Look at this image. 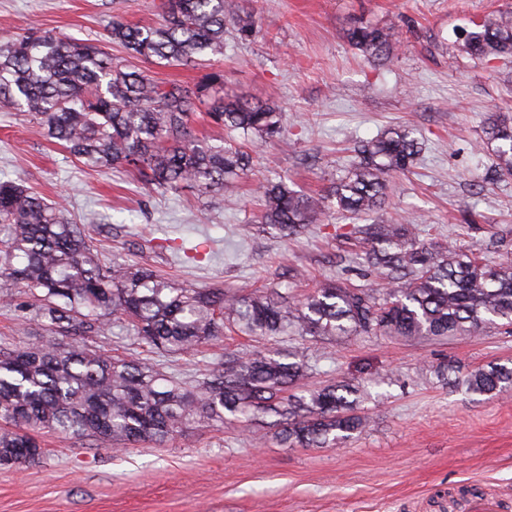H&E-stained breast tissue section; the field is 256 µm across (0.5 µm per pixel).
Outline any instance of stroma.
<instances>
[{"label":"stroma","instance_id":"1","mask_svg":"<svg viewBox=\"0 0 512 512\" xmlns=\"http://www.w3.org/2000/svg\"><path fill=\"white\" fill-rule=\"evenodd\" d=\"M252 13L249 40L224 35V55L201 66L143 65L109 42L119 20L151 26L161 0H0V36L31 30L99 44L161 83L193 85L224 73V91L272 99L291 147L252 141L253 163L222 194L186 186L159 193L123 170L84 166L37 131L31 114L0 104V179L23 183L67 218L90 212L88 232L100 263L146 265L184 287L252 288L303 299L324 280L377 288L357 261L364 243L353 223L414 225L426 241L455 240L491 263L512 261V176L486 183L495 166L482 147L491 114H512V54L488 62L467 54L459 33L472 21L512 12V0H238ZM394 25L388 57L367 60L346 38L355 25ZM412 125L425 140L412 173L394 176L382 212L338 213L283 237L259 221L256 186L287 178L324 194L345 175L356 142ZM198 248L177 259L172 246ZM16 306L0 304V348H15L45 328ZM88 345L135 356L181 382L221 365L225 354L302 347L313 390L343 380L366 384L355 410L369 428L324 448L277 443L276 426L231 421L195 425L166 445L115 452L89 438L47 433L43 457L0 466V512H468L478 489L497 490L512 512V392L478 396L436 375L512 360V328L430 336L288 335L271 341L227 326L223 336L175 358L138 345L125 326ZM383 376L371 385L373 376Z\"/></svg>","mask_w":512,"mask_h":512}]
</instances>
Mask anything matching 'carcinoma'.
I'll list each match as a JSON object with an SVG mask.
<instances>
[{"label":"carcinoma","instance_id":"1","mask_svg":"<svg viewBox=\"0 0 512 512\" xmlns=\"http://www.w3.org/2000/svg\"><path fill=\"white\" fill-rule=\"evenodd\" d=\"M241 39L252 15L235 0H163L162 22H112L109 37L133 56L158 64L193 62L224 54V29ZM349 42L369 59L396 43L393 26H357ZM463 48L492 61L512 54V13L473 23ZM224 73L200 84L166 86L145 71L128 69L95 43L31 32L0 38V102L39 120L43 134L82 164L137 173L148 188L176 192L190 184L222 192L249 166L235 147L198 139L192 113L206 107L209 122L239 130L246 139H286L282 114L267 103L224 98ZM482 143L496 144V168L512 175V115L489 117ZM421 143L413 128L390 129L354 149L345 176L327 195L304 194L283 181L262 186L261 223L295 235L327 211L373 213L384 202L389 178L415 164ZM17 181L0 180V281L23 288L34 319L50 336L16 349H0V465L43 455L42 433L90 437L99 448L162 444L188 426L218 428L233 417L278 416L280 442L323 448L367 426L353 413L358 389L334 383L307 395H286L309 374L303 352L228 353L224 364L187 387L134 357L93 350L85 337L111 321L127 322L134 338L177 357L224 333V317L253 336L393 335L447 337L472 333L495 320L512 325V262L490 266L453 243L431 245L410 224L355 225L351 234L370 243L362 257L384 282L383 297L332 281L304 301H279L248 286L183 288L149 267L102 265L86 225ZM467 390L496 396L512 390V362L481 367Z\"/></svg>","mask_w":512,"mask_h":512}]
</instances>
